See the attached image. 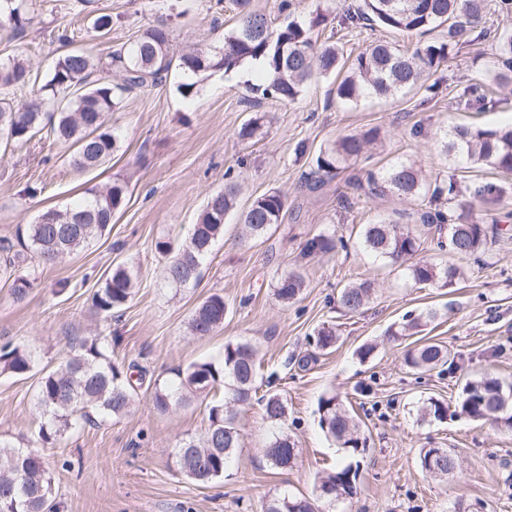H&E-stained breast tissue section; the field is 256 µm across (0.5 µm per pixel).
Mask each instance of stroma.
<instances>
[{
  "instance_id": "obj_1",
  "label": "stroma",
  "mask_w": 512,
  "mask_h": 512,
  "mask_svg": "<svg viewBox=\"0 0 512 512\" xmlns=\"http://www.w3.org/2000/svg\"><path fill=\"white\" fill-rule=\"evenodd\" d=\"M112 16V39L86 33L89 9ZM239 13L233 0H36L23 39L0 31V58L22 55L46 74L67 50L62 30L78 29L77 45L102 56L134 39L148 24H167L175 50L221 45ZM319 41H335L345 56H356L375 40L414 49L421 38L384 28L342 29L328 22ZM491 40L452 49L429 76L436 94L416 87L389 99L369 98L358 106L337 102L334 81L313 82L296 101H251L247 87L263 73L253 63L201 75L195 94L183 98L170 83L129 95L112 115L119 148L104 172H78L66 147L39 139L23 147L0 148V238H16L19 228L50 209L83 199L88 189L115 180L127 183L125 200L112 227L100 239L51 265L18 267L31 288L15 301L0 281V345L28 346L35 367L27 375H0V439L17 446L36 444L39 424L34 399L43 372L66 360L76 342L109 336L113 361L137 365L148 383L167 384L177 370L217 358L230 340L250 342L263 375L288 400L285 431L298 449L288 468L274 466L264 448L275 426L260 405L242 410L243 443L227 477L208 485L181 474L176 451L189 436L208 427V403L223 390L161 413L147 393H139L123 417L83 424L40 450L52 477L53 512H264L269 500L288 494L307 497L320 512H512V430L456 415L443 421L421 417L422 400L433 397L456 407L467 381L487 373L512 380V173L476 165H454L439 153L436 134L456 126L496 129L512 123V94L493 109L480 110L472 92L485 82ZM255 112L270 113L262 137L244 142L237 132ZM371 128L380 138L356 165L339 170L315 192L305 186L321 146ZM410 158L428 185L456 179L460 194L444 205L448 216L469 215L487 228L479 258L461 260L462 277L450 288L414 284L405 267L374 260L361 250L359 232L377 216L401 212L407 229L421 237V255L442 264L434 227L419 220L422 201L365 193L368 172H380ZM240 189L239 208L276 189L287 198L279 224L257 239L227 222L224 235L202 267L197 283L175 288L164 279L166 259L159 240L184 243L207 197L222 190L225 171ZM493 184L503 193L496 205L474 200L475 186ZM333 233L347 248L324 256L304 252L308 239ZM122 264L137 273L132 300L111 319L92 307L104 272ZM304 273L298 299L280 303L274 285L285 272ZM368 279L375 291L361 314L339 303L345 286ZM230 307L223 327L204 337L191 335L195 308L212 294ZM437 310L422 332L389 338L387 328L409 314ZM336 332L335 343L317 347L321 328ZM432 341L455 355L453 372L417 374L403 357ZM372 356L360 360L359 347ZM308 358L306 369L298 361ZM350 397L367 440L361 464V492L353 504H329L318 493L320 479L347 463L345 449L319 426L322 396ZM448 448L459 469L443 479L422 472L419 452Z\"/></svg>"
}]
</instances>
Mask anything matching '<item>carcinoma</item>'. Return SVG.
Here are the masks:
<instances>
[{
    "mask_svg": "<svg viewBox=\"0 0 512 512\" xmlns=\"http://www.w3.org/2000/svg\"><path fill=\"white\" fill-rule=\"evenodd\" d=\"M248 0H240V17L224 35L220 47L195 46L177 54L170 33L163 25L140 29L128 45L109 52L106 59L95 58L81 50H71L58 57L43 78L33 73L27 59L15 56L0 63V138L20 145L29 144L38 135L73 148L69 164L81 172H91L104 165L118 147V135L109 124L113 112L120 109L124 96L147 86L161 84L171 77L180 78L176 90L191 95L197 83L189 78L211 70L231 71L248 61L264 66V81L249 87L254 98H275L294 102L302 96L311 80L329 78L339 72L336 99L345 105H358L369 97H394L421 85L424 77L436 71L448 59L453 40L464 37L481 22L487 10L486 0H363L353 12L339 16L343 28L356 29L365 24L403 34H425L440 26L448 27V42L429 43L408 53L398 45L376 40L349 60L335 43L317 45L315 29L324 25L333 13L331 6L317 5L309 22L292 19L280 29L270 26L265 15L247 9ZM35 11L33 0H0V26L13 38L23 37ZM512 85V32L496 37L493 69L488 92L478 97L479 107L496 105L492 94ZM38 87V98H17L8 91ZM264 124L255 115L238 131V138H253ZM378 137L369 129L362 134L343 136L315 157L319 178L335 175L343 164L356 163ZM440 152L447 160L465 159L473 165L512 172V126L497 129L456 127L439 135ZM369 193L373 197L394 195L402 200L428 198L429 203L457 197L454 179L434 189L425 183L422 171L408 161H398L382 173L368 175ZM127 186L115 181L105 190H92L83 202L62 210H49L40 220L27 225V242L21 244L29 255L14 249L8 239L0 240L3 272L32 258L51 264L105 234L115 212L126 196ZM286 197L273 190L256 197L248 207L238 208L237 185L228 181L224 190L209 196L191 235L177 247L159 241L156 249L169 256L165 278L175 287L187 286L199 278V269L216 240L224 234L228 217L235 216L247 236L259 238L282 220ZM363 249L392 265L404 264L420 251L421 242L399 225V220L379 217L362 227ZM484 225L464 217L448 224L447 237H438L437 246H448L461 259L485 249ZM336 249L335 234L322 232L308 239L304 251L309 256L324 255ZM407 275L418 285L433 284L451 288L459 277L454 265H440L419 259L408 266ZM304 288V276L297 270L282 275L274 295L283 304L297 299ZM134 276L120 264L109 269L101 286L93 294V307L110 314L132 297ZM374 288L369 281L348 285L339 301L348 312L357 314L367 306ZM227 305L219 294L209 296L195 310L189 323L194 336H208L224 325ZM437 317L430 309L409 316L390 329V335H414ZM404 363L411 369L427 372L438 367L453 369L454 357L435 342H426L407 351ZM34 361L23 345L0 347V375L21 376L31 372ZM258 372L253 346L247 341H228L216 360L194 363L176 374V380L154 385L151 399L154 408L167 412L197 393L224 387V399L207 406L208 428L202 438L183 439L180 447L195 453L176 460L178 469L188 479L207 485L224 478L227 463L240 447L241 433L236 418L251 405L257 393ZM143 374L133 378L112 362V341L94 337L80 341L74 354L56 369L45 373L36 388V407L41 419L38 437L52 444L67 432L92 421L96 412L104 418H120L130 409ZM266 419L282 424L288 413L287 399L278 392L267 391L259 398ZM460 413L468 417L512 429V385L494 376H483L466 384L459 404ZM449 406L428 398L421 413L443 420ZM320 427L337 444L356 457L365 451L360 425L337 395L319 400ZM265 456L277 467H286L297 458L291 436L281 433L265 448ZM422 471L442 478L458 468L456 456L448 449L424 448L420 452ZM359 464L348 463L327 473L320 488H338L345 494L328 495L334 502L349 501L357 495ZM53 496V481L43 457L32 450L15 448L0 441V512H45ZM304 499L287 494L273 498L266 512H306Z\"/></svg>",
    "mask_w": 512,
    "mask_h": 512,
    "instance_id": "cac0c4a2",
    "label": "carcinoma"
}]
</instances>
